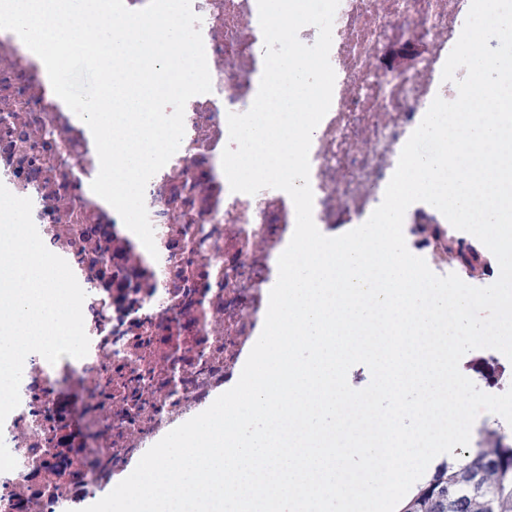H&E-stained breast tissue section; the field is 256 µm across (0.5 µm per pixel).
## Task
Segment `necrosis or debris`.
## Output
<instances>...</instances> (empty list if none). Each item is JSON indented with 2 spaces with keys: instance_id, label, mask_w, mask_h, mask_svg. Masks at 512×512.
Returning a JSON list of instances; mask_svg holds the SVG:
<instances>
[{
  "instance_id": "necrosis-or-debris-1",
  "label": "necrosis or debris",
  "mask_w": 512,
  "mask_h": 512,
  "mask_svg": "<svg viewBox=\"0 0 512 512\" xmlns=\"http://www.w3.org/2000/svg\"><path fill=\"white\" fill-rule=\"evenodd\" d=\"M471 0H340L329 111L309 150L313 220L323 235L364 223L381 203L434 97ZM212 89L184 112L177 152L145 188L156 254L91 190L99 159L75 114L49 91L17 34L0 30V183L30 198L45 246L86 293V357L29 355L21 401L0 425L17 460L0 473V512H79L114 488L158 437L240 376L271 273L295 228L284 191L231 192L221 156L228 113L246 112L264 65L257 0H191ZM455 228L413 203L409 251L448 272Z\"/></svg>"
}]
</instances>
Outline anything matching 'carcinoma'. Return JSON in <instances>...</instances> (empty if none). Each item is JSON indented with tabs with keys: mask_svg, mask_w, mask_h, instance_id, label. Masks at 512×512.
<instances>
[{
	"mask_svg": "<svg viewBox=\"0 0 512 512\" xmlns=\"http://www.w3.org/2000/svg\"><path fill=\"white\" fill-rule=\"evenodd\" d=\"M400 512H512V447L479 448L439 468Z\"/></svg>",
	"mask_w": 512,
	"mask_h": 512,
	"instance_id": "cac0c4a2",
	"label": "carcinoma"
}]
</instances>
